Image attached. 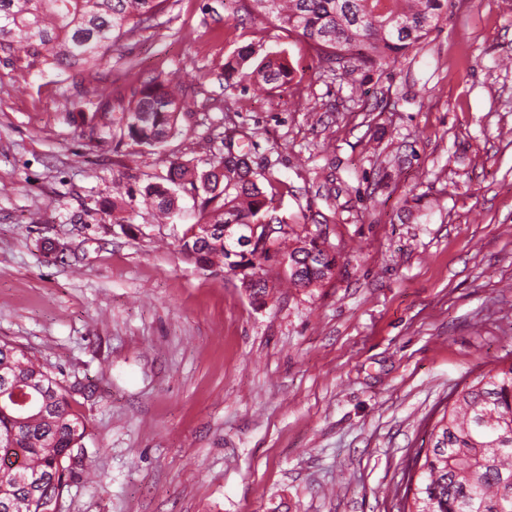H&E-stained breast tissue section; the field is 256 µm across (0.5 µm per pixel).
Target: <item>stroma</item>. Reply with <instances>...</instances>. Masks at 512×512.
Returning a JSON list of instances; mask_svg holds the SVG:
<instances>
[{
  "mask_svg": "<svg viewBox=\"0 0 512 512\" xmlns=\"http://www.w3.org/2000/svg\"><path fill=\"white\" fill-rule=\"evenodd\" d=\"M243 47L287 56L291 84L226 88ZM174 70L192 116L131 168L81 137L97 97L62 111L65 75L0 52V340L89 428L56 512H399L449 395L512 360V0H452L388 69L347 72L249 0H179L102 73L119 106ZM228 137L335 251L324 286L256 306L181 256L190 194L165 223L127 197Z\"/></svg>",
  "mask_w": 512,
  "mask_h": 512,
  "instance_id": "1",
  "label": "stroma"
}]
</instances>
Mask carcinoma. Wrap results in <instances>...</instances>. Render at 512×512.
I'll list each match as a JSON object with an SVG mask.
<instances>
[{
  "instance_id": "carcinoma-1",
  "label": "carcinoma",
  "mask_w": 512,
  "mask_h": 512,
  "mask_svg": "<svg viewBox=\"0 0 512 512\" xmlns=\"http://www.w3.org/2000/svg\"><path fill=\"white\" fill-rule=\"evenodd\" d=\"M179 0H0V51L68 75L72 89L61 94L65 107L77 104L71 90L100 81L99 69L112 48L150 29ZM253 10L299 33L320 63L338 66L357 59L378 70L440 28L449 0H251ZM251 52H238L224 69L237 85L265 84L280 89L292 68L280 54L256 66ZM84 123L91 141L114 139L161 151L191 115L186 87L175 74L156 76L131 90L127 106L102 103ZM226 153L200 171L188 161L166 160V174L141 191L162 218L181 210L178 191L200 198V218L180 245L183 258L203 268L218 266L252 284L249 297L266 303L273 294L268 268L282 269L298 288H319L333 277L335 251L321 236L297 232L277 214L274 196L258 184L248 155ZM274 224L278 231L249 251L224 239V225ZM38 388L40 409L19 421L0 396V449L22 457V467L0 465V512H44L20 474H53L58 489L72 472L66 461L84 447L87 426L72 410L69 391L43 367L7 341H0V385ZM400 512H512V363L478 376L454 394L429 432V447L417 451L407 474Z\"/></svg>"
}]
</instances>
